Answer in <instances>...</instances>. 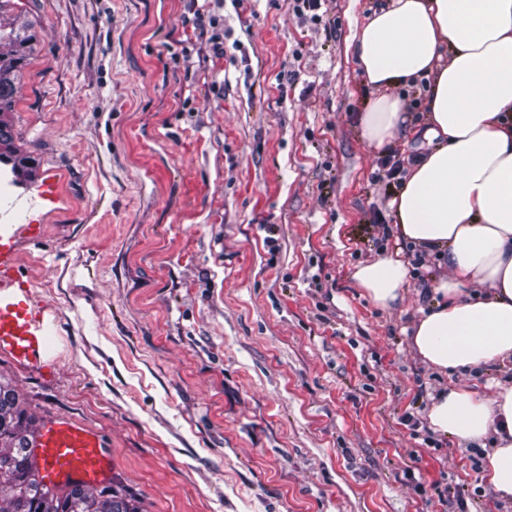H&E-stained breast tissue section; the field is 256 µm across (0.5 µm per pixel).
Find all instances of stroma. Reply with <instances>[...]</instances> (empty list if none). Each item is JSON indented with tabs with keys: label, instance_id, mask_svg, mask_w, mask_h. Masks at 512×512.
<instances>
[{
	"label": "stroma",
	"instance_id": "obj_1",
	"mask_svg": "<svg viewBox=\"0 0 512 512\" xmlns=\"http://www.w3.org/2000/svg\"><path fill=\"white\" fill-rule=\"evenodd\" d=\"M378 0H224L223 58L188 0H18L28 27L0 114L29 194L14 275L56 340L43 380L0 355L36 427L54 411L112 442L141 512H512L483 453L433 433L431 395H489L491 366L424 364L411 326L447 268L394 310L352 278L409 245L388 231L373 98L348 49ZM189 58H181L182 47Z\"/></svg>",
	"mask_w": 512,
	"mask_h": 512
}]
</instances>
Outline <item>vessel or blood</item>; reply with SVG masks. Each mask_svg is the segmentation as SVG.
<instances>
[{
    "label": "vessel or blood",
    "mask_w": 512,
    "mask_h": 512,
    "mask_svg": "<svg viewBox=\"0 0 512 512\" xmlns=\"http://www.w3.org/2000/svg\"><path fill=\"white\" fill-rule=\"evenodd\" d=\"M15 225L0 226V354L22 369H38L48 344L42 309L23 282L7 281L17 261ZM44 482L65 491L112 481V445L99 430L65 414H45L30 442Z\"/></svg>",
    "instance_id": "b4317fda"
}]
</instances>
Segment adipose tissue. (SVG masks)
<instances>
[{
	"mask_svg": "<svg viewBox=\"0 0 512 512\" xmlns=\"http://www.w3.org/2000/svg\"><path fill=\"white\" fill-rule=\"evenodd\" d=\"M348 49L376 92L357 117L362 139L420 150L389 202L393 229L451 271L428 289L415 351L443 373L512 361V0H383ZM421 85L419 123L394 90ZM412 270L398 253L357 266L352 278L392 309ZM427 417L461 443L492 440L481 478L512 498V383L494 381L487 398L443 388Z\"/></svg>",
	"mask_w": 512,
	"mask_h": 512,
	"instance_id": "adipose-tissue-1",
	"label": "adipose tissue"
}]
</instances>
